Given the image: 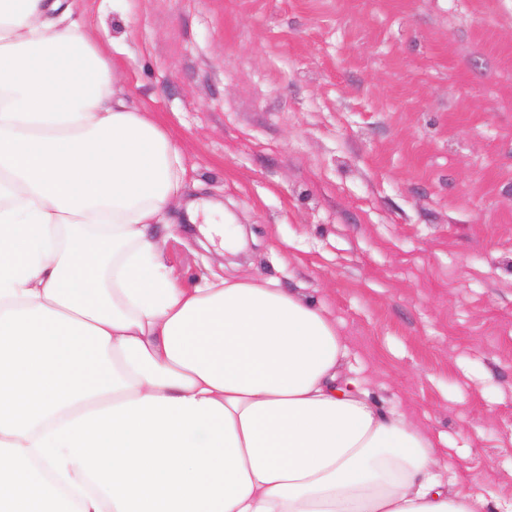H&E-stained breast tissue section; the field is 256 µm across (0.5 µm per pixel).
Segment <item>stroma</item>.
<instances>
[{"label":"stroma","instance_id":"stroma-1","mask_svg":"<svg viewBox=\"0 0 512 512\" xmlns=\"http://www.w3.org/2000/svg\"><path fill=\"white\" fill-rule=\"evenodd\" d=\"M103 38L204 218L159 229L187 287L272 282L335 320L372 399L456 490L512 504V0H64Z\"/></svg>","mask_w":512,"mask_h":512}]
</instances>
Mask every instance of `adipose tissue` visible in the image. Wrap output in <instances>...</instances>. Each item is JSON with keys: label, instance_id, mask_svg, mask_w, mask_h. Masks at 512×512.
Instances as JSON below:
<instances>
[{"label": "adipose tissue", "instance_id": "adipose-tissue-1", "mask_svg": "<svg viewBox=\"0 0 512 512\" xmlns=\"http://www.w3.org/2000/svg\"><path fill=\"white\" fill-rule=\"evenodd\" d=\"M61 2L0 0V512H497L320 306L171 277L180 153Z\"/></svg>", "mask_w": 512, "mask_h": 512}]
</instances>
